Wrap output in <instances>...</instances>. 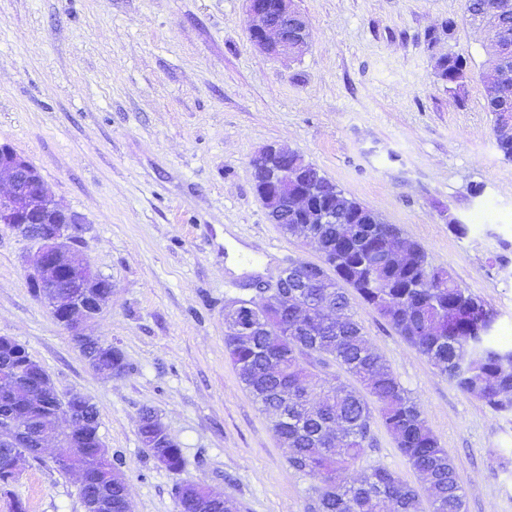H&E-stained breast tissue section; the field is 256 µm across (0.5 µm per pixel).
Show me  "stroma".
I'll list each match as a JSON object with an SVG mask.
<instances>
[{"instance_id": "obj_1", "label": "stroma", "mask_w": 512, "mask_h": 512, "mask_svg": "<svg viewBox=\"0 0 512 512\" xmlns=\"http://www.w3.org/2000/svg\"><path fill=\"white\" fill-rule=\"evenodd\" d=\"M296 5L310 47L273 58L249 40L245 0H0V142L83 221L79 250L113 289L88 332L131 370L104 379L90 369L27 286L34 243L3 225L0 336L23 345L60 394L96 404L129 512H177L182 477L240 512H309L316 497L318 479L289 468L224 352L225 302L288 261L321 260L269 220L251 166L265 147L301 153L400 225L512 340V161L485 108L487 35L464 20L463 0ZM448 54L469 63L459 102L436 76ZM351 311L454 457L465 512H512V414L461 392L359 297ZM145 407L180 445L182 475L141 444ZM58 453L24 465L0 491V512L14 499L27 512H84ZM375 464L423 485L379 423L346 475Z\"/></svg>"}]
</instances>
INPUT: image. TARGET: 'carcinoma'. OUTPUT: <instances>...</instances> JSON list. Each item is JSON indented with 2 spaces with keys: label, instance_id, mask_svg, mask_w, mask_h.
<instances>
[{
  "label": "carcinoma",
  "instance_id": "cac0c4a2",
  "mask_svg": "<svg viewBox=\"0 0 512 512\" xmlns=\"http://www.w3.org/2000/svg\"><path fill=\"white\" fill-rule=\"evenodd\" d=\"M467 62L448 55L436 76L455 96L464 88ZM305 184L314 204L351 220L358 238L348 247L338 242L340 224H310L324 252L328 287L301 285L288 289L275 305L249 297L263 322L249 341L224 331V349L241 385L263 411L289 450L288 466L318 478L321 485L312 512H463L464 495L457 466L427 426L416 401L401 385L386 360L367 346L363 327L350 313L352 288L407 344L465 393L496 411H512V345L495 335L496 315L482 300L460 288L449 270L433 266L418 244H405V259L391 257L401 229L375 223L376 214L316 168ZM100 368L123 375L129 364L121 349L93 350ZM27 364L32 387L16 398L6 393L9 381L0 369V416L28 420L40 409H75L59 397L44 367L17 344L0 346V365ZM333 361L363 386L347 385L324 368ZM391 432L408 467L426 481V494L398 472L373 466L357 482L342 471L372 447L374 414ZM147 452L158 465L179 475L181 448L164 428L150 421L139 430ZM88 453L82 461V493L103 495L114 512H122L126 485L94 478L97 455L104 448L97 427L87 430ZM22 451L0 444V488L15 482ZM205 485L182 480L175 486L181 512H194Z\"/></svg>",
  "mask_w": 512,
  "mask_h": 512
}]
</instances>
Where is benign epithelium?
Returning a JSON list of instances; mask_svg holds the SVG:
<instances>
[{
  "label": "benign epithelium",
  "mask_w": 512,
  "mask_h": 512,
  "mask_svg": "<svg viewBox=\"0 0 512 512\" xmlns=\"http://www.w3.org/2000/svg\"><path fill=\"white\" fill-rule=\"evenodd\" d=\"M248 33L251 43L273 56H301L309 48V21L299 11L295 0H246ZM467 19L484 28L496 51L489 81L502 93H512V17L500 6H486L475 14L466 11ZM252 166L271 172L272 185L262 195L267 212L274 215L272 223H295L308 206L307 198L293 197L288 205L276 206L281 191L290 183L306 181V170L298 166L295 154L269 146L256 155ZM0 181L9 190L0 194V224L10 227L21 237L35 243L36 251L27 267V284L41 298L54 319L69 333L88 360L89 367L104 378L112 373L101 371L88 348H109L111 344L84 333V326L95 320L109 301L111 294L93 291L101 278L92 264L77 249L83 231L80 219L64 209L47 191L40 172L11 145L0 143ZM266 298L278 295V289L288 287V273H280L270 281L255 284ZM224 319L236 334L249 337L259 323L252 305L229 303L224 307ZM68 400L81 411H52L42 417L37 429H30L9 418L0 427V441L9 437L29 448L25 455L40 456L45 450V431L63 418L68 421L66 439L60 444L67 452L58 458L62 464L76 465L84 455V430L93 418L83 411L91 400L70 395Z\"/></svg>",
  "instance_id": "benign-epithelium-1"
}]
</instances>
